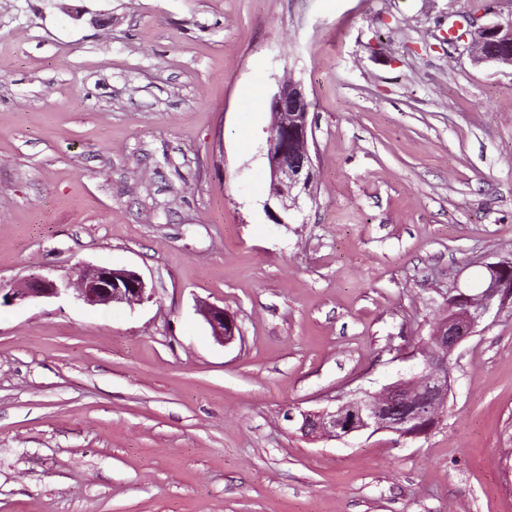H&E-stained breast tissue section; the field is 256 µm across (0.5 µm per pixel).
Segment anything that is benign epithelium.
<instances>
[{
	"label": "benign epithelium",
	"instance_id": "7a95c632",
	"mask_svg": "<svg viewBox=\"0 0 512 512\" xmlns=\"http://www.w3.org/2000/svg\"><path fill=\"white\" fill-rule=\"evenodd\" d=\"M462 40L469 42L474 62L512 66L511 21L469 29ZM312 108L302 82L292 77L279 83L270 101L271 123L262 147L269 168L264 209L276 224L290 223L301 211L300 202L314 195L317 170L310 151ZM486 269L487 278L480 291L460 290L448 303L446 315L430 332L432 352L421 361L418 373L378 391L353 390L318 410L296 412L291 408L286 420L298 421V431L311 440H345L366 432H389L400 441L415 438L422 428L436 423L448 400L453 353L475 335L492 310L512 306V261L489 264ZM61 296L90 306H133L150 299L147 285L137 272L94 265L79 266L73 282L34 276L13 293V299L20 301ZM197 311L218 342L226 345L236 339L240 329L234 315L211 303L198 305Z\"/></svg>",
	"mask_w": 512,
	"mask_h": 512
}]
</instances>
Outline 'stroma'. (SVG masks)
I'll return each instance as SVG.
<instances>
[{"mask_svg": "<svg viewBox=\"0 0 512 512\" xmlns=\"http://www.w3.org/2000/svg\"><path fill=\"white\" fill-rule=\"evenodd\" d=\"M510 21L512 0H0V512H512V310L454 353L427 437L283 419L410 377L449 296L512 258V68L448 41ZM288 74L318 180L277 224L261 147ZM80 263L149 300L11 301ZM197 311L209 325L214 338L223 344L233 342L240 329L234 315L230 314L224 307L211 303H202L198 305Z\"/></svg>", "mask_w": 512, "mask_h": 512, "instance_id": "stroma-1", "label": "stroma"}]
</instances>
